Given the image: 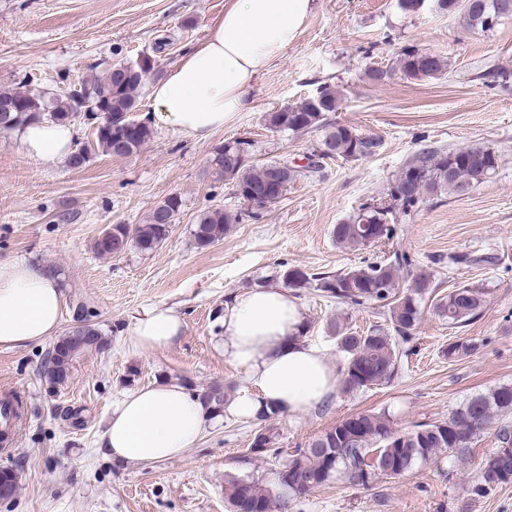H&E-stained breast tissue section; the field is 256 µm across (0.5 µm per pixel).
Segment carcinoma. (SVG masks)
Masks as SVG:
<instances>
[{"mask_svg": "<svg viewBox=\"0 0 512 512\" xmlns=\"http://www.w3.org/2000/svg\"><path fill=\"white\" fill-rule=\"evenodd\" d=\"M503 0H438L443 10L460 14L466 29L487 32L506 16ZM400 70L409 77L434 78L446 73L450 60L440 54L408 47L398 59ZM153 69L149 56L134 62L112 65L104 76L85 83L68 95L47 97L23 85L0 92V130H19L38 120L71 122L83 112H107L121 116L138 111L140 92ZM340 95L323 86L300 103L282 107L266 115L268 128L275 132L293 133L322 131L320 146L327 149L323 159L360 160L380 151L381 139L339 123L327 121V114L338 109ZM151 137L144 123L111 122L95 133L96 144L114 157H129L137 153ZM250 146L247 140L224 144L214 159L218 176L232 185L237 197L246 200L272 178V169L280 162L271 161L260 169L247 167L243 156ZM499 166L497 152L488 146L475 144L445 151L423 150L399 172L389 187V200L380 206L368 203L356 216L333 228L336 243L345 249L358 250L370 243L388 239L392 224L420 204L446 194L462 193L493 175ZM318 164L311 170H290L278 179L276 197L281 199L288 187L301 176L322 170ZM182 206L181 197L166 198L155 206L143 224H119L104 231L94 243L100 255H114L135 246L151 253L167 239L172 224ZM238 215L220 210L200 215L194 225V240L198 247L207 248L224 238ZM404 258L395 257L380 264L356 268L346 273L313 276L301 268H289L282 273L283 283L291 289L316 288L322 295L340 304L362 305L379 303L388 308L391 330L374 326L358 332L336 321L331 332L336 335L338 348L346 354L339 375L342 392H353L390 382L397 374L403 351L401 344L412 340L423 312L422 302L433 293L432 278L421 274L404 287ZM485 292L481 287L463 285L436 299L435 309L448 324L463 327L475 320L482 311ZM79 325L60 337L49 350L40 373L48 388L54 390L68 381L73 362L86 351H103L107 344L87 317L78 318ZM477 349L471 338H459L448 343L442 355L448 361H460ZM212 415L224 413L226 394L223 387L210 385L198 389ZM512 414V385H503L486 393L470 397L455 409L448 419L419 423L410 430H400L384 412H361L347 416L305 448L288 453L281 448H268L270 438L262 432L254 437L252 449L285 457L278 471L275 486L253 479L230 476L225 480L224 493L230 512H237L242 497H250L258 506L256 512H274L277 502L289 496L296 500L326 485L338 474L350 484L368 487L381 479H396L419 462L438 452L448 451L464 459L476 440L504 414ZM496 449L479 464L478 476L471 493L482 496L499 485L512 482V422L500 423L496 429ZM18 476L12 468L0 469V501L13 499Z\"/></svg>", "mask_w": 512, "mask_h": 512, "instance_id": "obj_1", "label": "carcinoma"}]
</instances>
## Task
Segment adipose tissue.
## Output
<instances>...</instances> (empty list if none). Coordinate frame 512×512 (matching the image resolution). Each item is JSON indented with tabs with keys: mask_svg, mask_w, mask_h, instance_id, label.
Listing matches in <instances>:
<instances>
[{
	"mask_svg": "<svg viewBox=\"0 0 512 512\" xmlns=\"http://www.w3.org/2000/svg\"><path fill=\"white\" fill-rule=\"evenodd\" d=\"M315 0H231L209 37L151 86L157 123L205 139L247 111V92L297 39ZM72 124L42 121L18 133L22 151L39 160L72 152ZM63 309L58 279L24 260H0V349L39 344L55 336ZM224 355L245 371L249 387L229 405L241 417L273 406L296 415L314 410L336 391L338 370L301 337L302 307L287 288L260 285L224 306ZM184 321L171 308L139 317L134 344L145 351L169 347ZM211 414L198 395L168 379L124 394L112 407L101 442L118 462H160L180 457L198 441Z\"/></svg>",
	"mask_w": 512,
	"mask_h": 512,
	"instance_id": "adipose-tissue-1",
	"label": "adipose tissue"
}]
</instances>
